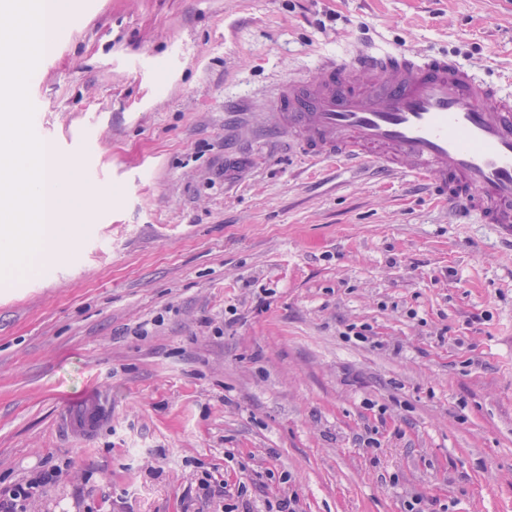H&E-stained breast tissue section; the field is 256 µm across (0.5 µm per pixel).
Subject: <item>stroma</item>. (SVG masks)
Listing matches in <instances>:
<instances>
[{
  "mask_svg": "<svg viewBox=\"0 0 512 512\" xmlns=\"http://www.w3.org/2000/svg\"><path fill=\"white\" fill-rule=\"evenodd\" d=\"M36 135L95 129L75 259L0 282V492L28 512H512V245L313 163L278 86L373 46L512 86V0H75ZM366 326V339L348 333ZM223 483L205 499L201 478ZM56 475L48 474L42 478L34 481H27L24 485L18 484L10 489L5 498H0V511L1 512H27V505L40 494L42 487H44L50 480H53Z\"/></svg>",
  "mask_w": 512,
  "mask_h": 512,
  "instance_id": "stroma-1",
  "label": "stroma"
}]
</instances>
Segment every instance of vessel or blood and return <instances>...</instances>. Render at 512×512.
Wrapping results in <instances>:
<instances>
[{"instance_id":"b4317fda","label":"vessel or blood","mask_w":512,"mask_h":512,"mask_svg":"<svg viewBox=\"0 0 512 512\" xmlns=\"http://www.w3.org/2000/svg\"><path fill=\"white\" fill-rule=\"evenodd\" d=\"M275 104L281 132L310 159L377 160L512 242V92L454 57L403 47L327 57L315 81L281 85Z\"/></svg>"}]
</instances>
